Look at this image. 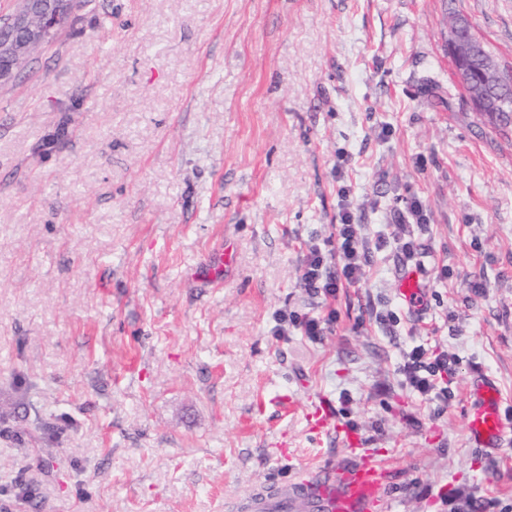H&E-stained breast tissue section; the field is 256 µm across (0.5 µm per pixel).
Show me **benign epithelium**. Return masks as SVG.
Segmentation results:
<instances>
[{
  "label": "benign epithelium",
  "mask_w": 512,
  "mask_h": 512,
  "mask_svg": "<svg viewBox=\"0 0 512 512\" xmlns=\"http://www.w3.org/2000/svg\"><path fill=\"white\" fill-rule=\"evenodd\" d=\"M68 0H20L11 14L0 16V84L8 81L14 70L43 42L48 31L65 14ZM470 25L448 34V51L467 60L471 46L460 41Z\"/></svg>",
  "instance_id": "1"
}]
</instances>
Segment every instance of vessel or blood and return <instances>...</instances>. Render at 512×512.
Segmentation results:
<instances>
[{
	"label": "vessel or blood",
	"instance_id": "obj_1",
	"mask_svg": "<svg viewBox=\"0 0 512 512\" xmlns=\"http://www.w3.org/2000/svg\"><path fill=\"white\" fill-rule=\"evenodd\" d=\"M471 393L479 402L467 415V430L479 445L496 448L502 442L505 420L500 395L489 377L476 380ZM386 470L363 453L299 483L274 484L251 492L241 504L243 512H377L384 502Z\"/></svg>",
	"mask_w": 512,
	"mask_h": 512
}]
</instances>
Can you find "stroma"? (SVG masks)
<instances>
[{
    "instance_id": "1",
    "label": "stroma",
    "mask_w": 512,
    "mask_h": 512,
    "mask_svg": "<svg viewBox=\"0 0 512 512\" xmlns=\"http://www.w3.org/2000/svg\"><path fill=\"white\" fill-rule=\"evenodd\" d=\"M71 3L0 85V512H227L348 460L321 397L387 468L382 512H512V130L447 46L453 7L512 66V0ZM343 188L369 237L422 202L421 306L392 245L302 288ZM417 345L456 356L447 397L406 386ZM480 375L498 448L466 429ZM278 321V332L284 333L287 329L285 325H292L294 327H301L304 335L309 336L310 338H316L317 336H322L324 330L326 329L325 325H328L332 322L331 317L327 319L315 318V317H301L295 312L291 313H279L277 317Z\"/></svg>"
}]
</instances>
